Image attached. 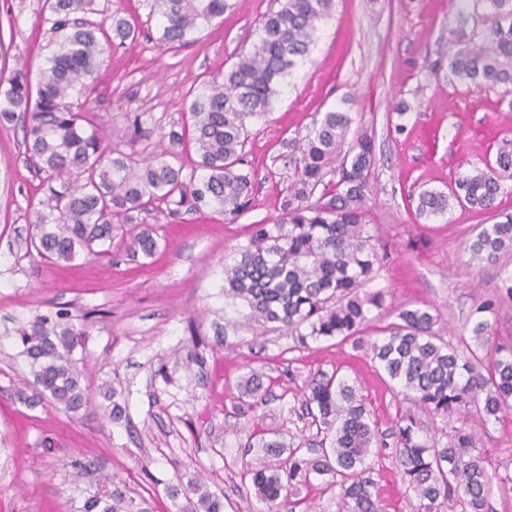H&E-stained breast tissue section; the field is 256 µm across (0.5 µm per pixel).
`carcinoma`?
Masks as SVG:
<instances>
[{
  "label": "carcinoma",
  "mask_w": 512,
  "mask_h": 512,
  "mask_svg": "<svg viewBox=\"0 0 512 512\" xmlns=\"http://www.w3.org/2000/svg\"><path fill=\"white\" fill-rule=\"evenodd\" d=\"M484 2L481 43L461 29L448 30L455 50L448 67L458 78L486 91L512 93V0ZM95 0H52L56 49L36 85L24 70L8 80L0 95V124L22 120L25 152L39 171L61 183L55 206L38 214L37 233L25 238L26 252L72 261L81 251L96 255L123 253L150 257L157 249L153 231L131 234L134 213L154 201L189 196L198 210L214 209L237 216L249 202L250 173L242 164L247 124L266 116L285 79L310 52L319 24L333 0H277L278 9L262 17V37L226 71L217 73L195 93L188 106L187 132L172 131L168 145L144 156L136 151L112 152L97 133L94 113L74 105L72 94L92 91L107 37L103 26L78 15L94 11ZM163 19L159 41L171 47L190 42L203 24L224 16L228 0H154ZM353 124L351 113L331 110L304 137L289 146L298 153L282 216L271 224H254L237 257L224 264V300L249 309L247 319L260 334L281 331L293 347L338 338L365 350L389 380L420 407L442 418H473V426L455 431L445 445L419 437L414 414L403 413L391 436L406 489L421 512H493V484L512 487V475L491 473L473 454L474 427L497 421L512 409V341L497 335L487 318L473 328L474 344L452 342L434 329L437 317L428 308L399 307L385 335L367 340L363 333L371 313L385 307L386 291L369 290L379 277L383 255L376 228L365 223L374 148L361 133L345 148ZM190 138L198 154L200 177L184 179L182 170L163 155ZM338 176L333 181L329 176ZM512 180V145L504 143L494 159L461 173L448 193L424 190L416 211L429 218L448 210L451 202L478 213L496 208L504 182ZM320 192L315 202L310 198ZM512 247V216L482 224L469 245L477 257L493 260ZM39 389L18 398L29 406L48 397L70 413L90 401L82 373L72 358L84 332L72 324L42 316L17 330ZM269 387L263 375L249 370L239 383V402L257 408ZM302 415L315 429L320 453L306 456L303 445L268 438L252 431L244 447L264 457L287 455L286 466L253 468L255 497L265 512H295L301 486L313 476H326V488L339 489V512H381V495L371 468L365 465L372 445L383 433L365 399L338 370L314 373L302 395ZM198 495L196 512H224V499L190 483ZM79 512H150L134 505L120 484L88 496Z\"/></svg>",
  "instance_id": "carcinoma-1"
}]
</instances>
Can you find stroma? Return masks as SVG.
Listing matches in <instances>:
<instances>
[{"label": "stroma", "mask_w": 512, "mask_h": 512, "mask_svg": "<svg viewBox=\"0 0 512 512\" xmlns=\"http://www.w3.org/2000/svg\"><path fill=\"white\" fill-rule=\"evenodd\" d=\"M153 0H96L91 22L119 13L138 31L134 41L108 45L85 107L95 112L105 145L150 154L170 131L180 130L191 90L228 69L260 37V20L273 0H229L223 19L201 26L192 43L167 48L157 38L162 19ZM46 0H0V90L17 68L31 81L53 47ZM451 0H334L309 60L298 68L270 114L248 126L243 168L253 190L231 218L156 203L137 221L152 225L158 249L127 260L79 254L57 262L24 253L18 239L35 234L37 213L53 205L56 180L36 173L23 145L21 122L0 124V512H74L90 488L126 486L152 512H187L195 494L170 500L165 489L202 476L224 499V512H259L243 437L227 426L299 441L309 436L297 409L311 373L340 370L366 397L381 431L414 412L426 439L447 442L461 417L442 419L391 389L365 351L324 339L296 350L288 336L257 338L244 312L225 308L224 265L244 244L250 225L282 213L294 175L286 141L312 129L324 112H352V135L368 133L376 165L366 220L379 234L385 259L376 287L388 308L376 311L365 334L382 336L394 306H429L441 335L471 337L479 307L495 304L500 335L512 336V297L501 285L512 276V247L496 260L472 257L468 245L480 224L512 215V181L498 209L477 214L456 206L428 219L416 212L425 189L447 190L462 169L480 164L512 142V110L500 92L483 91L448 68V31L457 27ZM86 315V336L76 349L93 397L78 413L34 394L30 368L16 329L39 315ZM262 372L274 395L266 406L236 415V384L247 369ZM126 408L117 422L101 411V385ZM475 448L489 469L512 473V414L479 432ZM92 460L96 482L76 479L72 463ZM384 512H417L406 492L394 445L374 446L367 459Z\"/></svg>", "instance_id": "stroma-1"}]
</instances>
